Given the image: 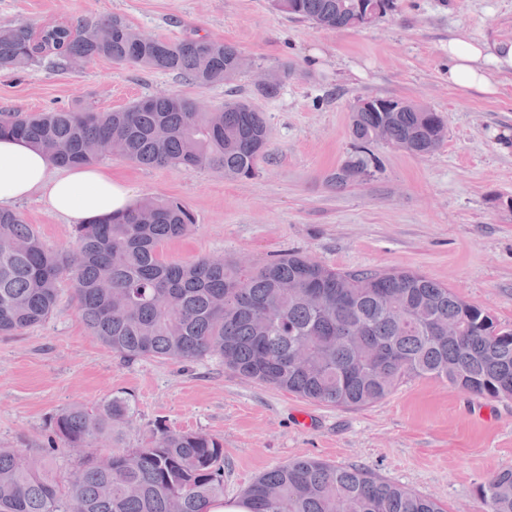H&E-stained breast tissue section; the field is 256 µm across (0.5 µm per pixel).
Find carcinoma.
<instances>
[{"label":"carcinoma","instance_id":"1","mask_svg":"<svg viewBox=\"0 0 512 512\" xmlns=\"http://www.w3.org/2000/svg\"><path fill=\"white\" fill-rule=\"evenodd\" d=\"M293 18L328 30L363 27L394 0H270ZM54 55L72 66L104 57L122 66L175 72L202 86L227 84L243 71L233 47L205 37L168 42L140 34L119 16L90 28L65 25L36 33L0 27V68L20 69ZM292 63L254 86L278 95ZM0 133L44 149L57 166L95 164L118 155L143 167L224 171L250 179L271 150L269 129L243 100L203 112L181 97L159 93L110 112L58 109L17 116L0 112ZM447 129L437 112L402 99L369 97L352 108L356 144L330 185L376 177L368 145H392L413 156L438 149ZM177 198H146L128 213L75 226L69 249H48L21 213L0 211V335L44 322L67 278L92 334L127 359L218 357L239 375L339 407H362L390 394L408 377H432L473 395L512 399V327L409 270H337L300 253L251 269L222 257L190 262L162 258L159 246L195 226ZM295 281L296 288L281 284ZM460 328L448 338V324ZM130 417L128 401L113 397L94 409L62 410L38 453L0 448V512H202L224 497V442L205 433L160 428L138 448L113 447L111 465L88 457L66 484L56 473L62 448L117 441ZM484 512H512V467L478 487ZM252 512H445L434 498L368 470L304 458L275 466L244 491Z\"/></svg>","mask_w":512,"mask_h":512}]
</instances>
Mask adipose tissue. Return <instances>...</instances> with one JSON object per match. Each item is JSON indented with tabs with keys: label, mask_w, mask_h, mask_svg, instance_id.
<instances>
[{
	"label": "adipose tissue",
	"mask_w": 512,
	"mask_h": 512,
	"mask_svg": "<svg viewBox=\"0 0 512 512\" xmlns=\"http://www.w3.org/2000/svg\"><path fill=\"white\" fill-rule=\"evenodd\" d=\"M512 71V42L492 43L456 33L448 38V84L491 97L499 74ZM38 198L69 224H88L127 213L134 189L102 166H54L48 154L24 139L0 136V209Z\"/></svg>",
	"instance_id": "1"
}]
</instances>
